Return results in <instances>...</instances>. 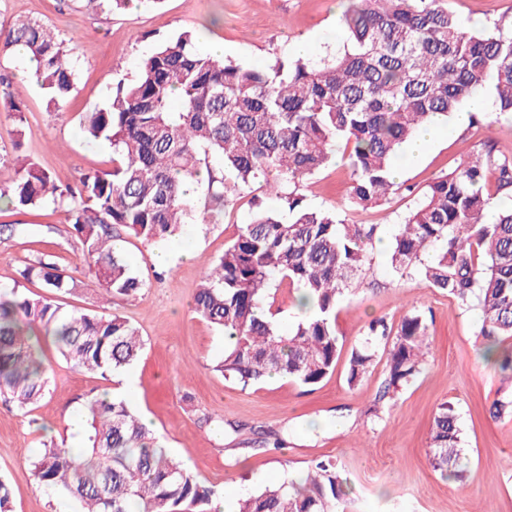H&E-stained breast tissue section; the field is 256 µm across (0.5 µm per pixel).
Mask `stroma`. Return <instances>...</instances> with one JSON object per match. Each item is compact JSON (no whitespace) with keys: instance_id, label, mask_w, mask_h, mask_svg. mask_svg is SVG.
<instances>
[{"instance_id":"35a3bbf8","label":"stroma","mask_w":512,"mask_h":512,"mask_svg":"<svg viewBox=\"0 0 512 512\" xmlns=\"http://www.w3.org/2000/svg\"><path fill=\"white\" fill-rule=\"evenodd\" d=\"M449 8L470 27L512 23V0H448ZM340 0H163L156 8L107 14L87 11L81 0H0V22L36 17L75 48L76 88L63 107L49 105L32 83L22 82L23 61L0 56V73L22 86L27 122L15 139L0 98V146L20 141L19 153L48 169L63 184L112 165V148L86 141L80 133L84 113L104 107L118 79H134L140 62L164 39L193 31L201 50L224 45L225 59L259 65L296 58L305 42L311 56L335 50L341 41ZM493 150L512 157V120L492 119L482 130H457L442 121L427 151L401 156L400 190L364 208L348 205L351 170L338 162L302 180L308 204L336 211L350 224L378 225L382 247L373 249L369 284L347 293L336 312L342 349L333 373L307 389L285 378L242 388L214 371L224 354V338L192 312L194 297L211 261L223 254L238 225L251 218V200L267 208L279 201L260 186L243 189L223 216L188 225L177 244H193V260L158 265L155 244L124 235L119 240L146 286L131 299L105 302L70 237L60 211L15 210L0 205V225H16L0 239V288L24 283L19 272L42 255L79 284L64 295L66 308L99 314L118 312L139 329L145 342L131 371L138 388L127 402L150 419L164 447L198 480L224 496V512H234L240 497L304 476L311 460L332 457L349 489L352 512H512V418L489 414L494 399L512 396V382L482 357L481 313L426 288L416 276L390 273L389 244L397 224L427 185L449 173L468 155ZM418 308L432 315L429 353L420 372L373 412L385 378V355L357 386L346 380L348 359L375 318L398 324ZM43 353L51 368L49 392L27 412L0 401V478L11 489L12 512H53L60 491L41 487L31 461L49 437L66 436L64 418L87 396L106 392L111 381L73 370L52 349ZM453 402L459 414L464 480L444 479L431 463L429 432L440 403ZM285 446H264L267 438Z\"/></svg>"}]
</instances>
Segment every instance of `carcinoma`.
I'll use <instances>...</instances> for the list:
<instances>
[{
	"instance_id": "1",
	"label": "carcinoma",
	"mask_w": 512,
	"mask_h": 512,
	"mask_svg": "<svg viewBox=\"0 0 512 512\" xmlns=\"http://www.w3.org/2000/svg\"><path fill=\"white\" fill-rule=\"evenodd\" d=\"M102 13L131 0H82ZM342 45L319 60L301 56L245 66L202 52L194 33L161 42L135 79L112 84L106 107L86 113L81 131L112 144V168L62 186L37 163L0 148L17 178L0 189L15 209L62 210L82 246L94 283L112 299L137 295L145 281L113 245L116 231L155 244L207 222L242 189L261 184L288 214L254 203L209 269L193 311L224 334L213 370L247 388L278 374L313 387L336 368L341 346L336 306L370 273L376 224H348L309 206L299 184L336 163L353 173L349 206L376 204L401 189L393 170L402 147L436 116L449 117L491 88L499 113H512V30L473 31L448 0H348ZM22 45L37 61L33 82L59 107L75 89L74 47L37 18L0 26V53ZM7 117L19 148L27 121L23 100L8 93ZM494 180V191L487 189ZM512 157L471 154L436 177L398 225L393 275L415 273L425 287L482 311L486 356L512 373ZM42 291H0V397L25 411L49 392L42 344L74 368L103 377L129 369L144 349L138 329L118 313L67 310L57 302L77 282L49 256L22 270ZM315 310L286 334L272 310L282 284ZM429 324L414 308L399 325L367 326L352 351L347 383L369 373L387 348L384 390L398 392L419 372ZM86 445L50 442L34 457L38 482L74 498L79 512H212L217 493L168 456L124 399L97 394L83 404ZM455 404L442 402L429 433L431 462L462 476ZM336 462L314 461L305 482L269 486L238 501L236 512H349Z\"/></svg>"
}]
</instances>
